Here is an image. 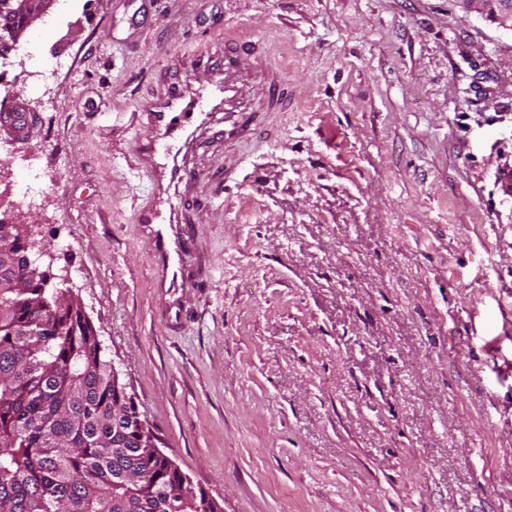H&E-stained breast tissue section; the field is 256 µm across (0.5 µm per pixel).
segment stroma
Wrapping results in <instances>:
<instances>
[{
  "label": "stroma",
  "mask_w": 512,
  "mask_h": 512,
  "mask_svg": "<svg viewBox=\"0 0 512 512\" xmlns=\"http://www.w3.org/2000/svg\"><path fill=\"white\" fill-rule=\"evenodd\" d=\"M228 32L292 105L221 195L192 188L211 280L173 330L136 113L173 63L206 83ZM12 102L34 129L0 140V208L225 512H512V32L457 0H57L0 69Z\"/></svg>",
  "instance_id": "1"
}]
</instances>
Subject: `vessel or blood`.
I'll return each mask as SVG.
<instances>
[{"label": "vessel or blood", "mask_w": 512, "mask_h": 512, "mask_svg": "<svg viewBox=\"0 0 512 512\" xmlns=\"http://www.w3.org/2000/svg\"><path fill=\"white\" fill-rule=\"evenodd\" d=\"M253 55L251 42L225 37L223 57H210L204 63L211 77L208 90L197 88L190 76L179 71L165 93L147 101L137 113L145 135L135 152L152 182V192L138 206L135 222L152 244L154 285L162 316L173 328L185 320L186 296L210 277L190 219L197 202L186 192L202 176L196 157L216 144L253 141L265 126L267 112L288 106L279 72L270 66L255 67ZM246 82L259 87L261 106L248 107L240 101L239 88Z\"/></svg>", "instance_id": "1"}]
</instances>
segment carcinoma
I'll return each instance as SVG.
<instances>
[{
    "instance_id": "carcinoma-1",
    "label": "carcinoma",
    "mask_w": 512,
    "mask_h": 512,
    "mask_svg": "<svg viewBox=\"0 0 512 512\" xmlns=\"http://www.w3.org/2000/svg\"><path fill=\"white\" fill-rule=\"evenodd\" d=\"M18 224L0 244L24 249ZM41 268L0 262V512H211L141 430L81 304ZM48 323L54 332L33 336Z\"/></svg>"
}]
</instances>
